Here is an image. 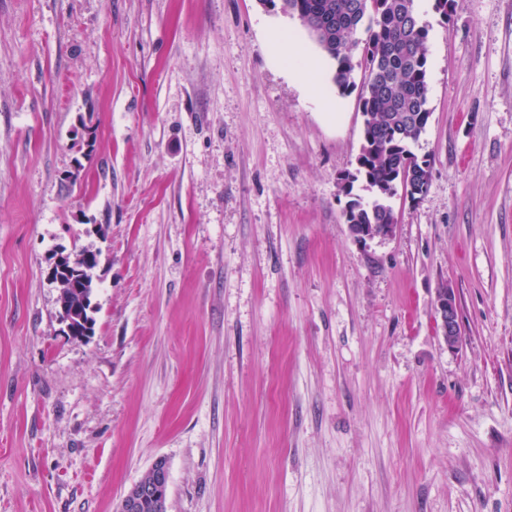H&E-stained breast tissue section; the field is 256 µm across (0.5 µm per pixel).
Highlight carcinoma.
Masks as SVG:
<instances>
[{"label":"carcinoma","instance_id":"carcinoma-1","mask_svg":"<svg viewBox=\"0 0 512 512\" xmlns=\"http://www.w3.org/2000/svg\"><path fill=\"white\" fill-rule=\"evenodd\" d=\"M295 14L322 52L335 62L333 82L347 92L354 88L352 58L362 50L359 65L368 73L360 98L364 121L360 167L347 173L350 187L363 183L371 198L354 202L345 222L350 233L358 224H394L386 191L403 189L416 199L422 166L412 146L429 123L426 41L415 0H268ZM367 38H359L360 30ZM94 282L65 280L59 302L73 314L77 328L95 324L91 308Z\"/></svg>","mask_w":512,"mask_h":512}]
</instances>
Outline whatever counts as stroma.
Wrapping results in <instances>:
<instances>
[{
    "label": "stroma",
    "instance_id": "35a3bbf8",
    "mask_svg": "<svg viewBox=\"0 0 512 512\" xmlns=\"http://www.w3.org/2000/svg\"><path fill=\"white\" fill-rule=\"evenodd\" d=\"M418 8L429 187L360 243L364 73L298 18L0 0V512H116L160 456L168 512H512V0ZM61 251L99 259L82 341ZM435 309L439 321L441 337L449 351H457L462 346V334L456 294L453 288H441L435 298Z\"/></svg>",
    "mask_w": 512,
    "mask_h": 512
}]
</instances>
